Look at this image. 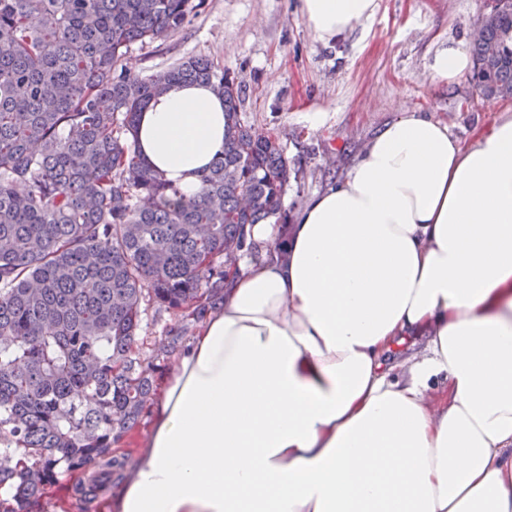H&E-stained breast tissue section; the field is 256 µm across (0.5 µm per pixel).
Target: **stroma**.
Here are the masks:
<instances>
[{"mask_svg": "<svg viewBox=\"0 0 512 512\" xmlns=\"http://www.w3.org/2000/svg\"><path fill=\"white\" fill-rule=\"evenodd\" d=\"M487 0H378L373 18L329 45L316 43L298 14L297 0H206L202 11L167 39L133 44L124 60L148 78L174 63L205 56L239 86L243 118L276 136L290 168L283 218H292L316 193L346 173L365 144L403 111L448 124L469 143L511 98H483L470 77L433 82L429 65L451 41L470 44ZM199 324L168 311L148 310L138 332L144 354ZM150 423L114 444L116 490L144 447ZM82 473L47 485L33 512H103L104 495L80 498Z\"/></svg>", "mask_w": 512, "mask_h": 512, "instance_id": "35a3bbf8", "label": "stroma"}]
</instances>
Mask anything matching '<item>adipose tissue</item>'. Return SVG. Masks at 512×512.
Segmentation results:
<instances>
[{
    "instance_id": "ef3b65f1",
    "label": "adipose tissue",
    "mask_w": 512,
    "mask_h": 512,
    "mask_svg": "<svg viewBox=\"0 0 512 512\" xmlns=\"http://www.w3.org/2000/svg\"><path fill=\"white\" fill-rule=\"evenodd\" d=\"M377 0H299L314 39ZM436 82L471 68L436 51ZM142 156L184 197L224 151V101L168 88ZM230 272L160 387L106 512H512V114L467 144L402 112L346 176Z\"/></svg>"
}]
</instances>
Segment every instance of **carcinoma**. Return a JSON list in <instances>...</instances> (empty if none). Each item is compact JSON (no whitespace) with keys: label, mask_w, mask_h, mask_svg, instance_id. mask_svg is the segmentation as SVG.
<instances>
[{"label":"carcinoma","mask_w":512,"mask_h":512,"mask_svg":"<svg viewBox=\"0 0 512 512\" xmlns=\"http://www.w3.org/2000/svg\"><path fill=\"white\" fill-rule=\"evenodd\" d=\"M205 0H0V488L30 512L59 475L102 465L153 395L137 344L150 304L199 320L224 252L281 213L288 162L242 119L223 68L190 58L148 79L135 42L180 31ZM473 40L483 97H512V3ZM224 96V152L186 199L136 148L172 84Z\"/></svg>","instance_id":"1"}]
</instances>
